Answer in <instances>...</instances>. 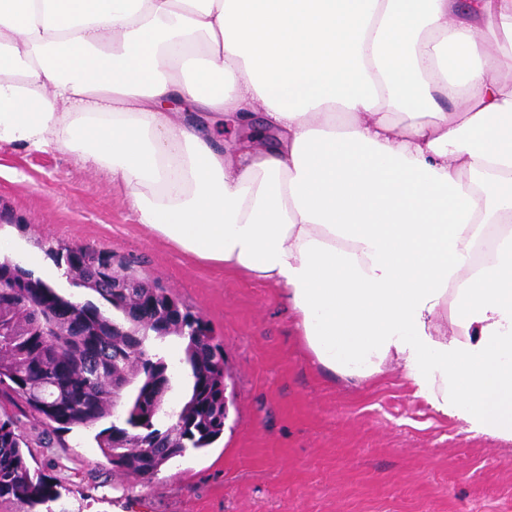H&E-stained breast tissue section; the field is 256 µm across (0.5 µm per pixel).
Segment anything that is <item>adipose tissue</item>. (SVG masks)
Here are the masks:
<instances>
[{"mask_svg": "<svg viewBox=\"0 0 512 512\" xmlns=\"http://www.w3.org/2000/svg\"><path fill=\"white\" fill-rule=\"evenodd\" d=\"M512 0H0V145L282 288L342 379L512 441ZM260 113L275 143L225 145ZM410 116L407 124L397 123Z\"/></svg>", "mask_w": 512, "mask_h": 512, "instance_id": "1", "label": "adipose tissue"}]
</instances>
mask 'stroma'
Instances as JSON below:
<instances>
[{"label":"stroma","instance_id":"1","mask_svg":"<svg viewBox=\"0 0 512 512\" xmlns=\"http://www.w3.org/2000/svg\"><path fill=\"white\" fill-rule=\"evenodd\" d=\"M0 243L35 277L44 240L109 249L202 316L224 347L228 417L211 448L145 485L114 472L88 431L20 414L31 470L66 512H512V441L414 397L404 372L344 381L304 345L281 289L178 252L140 224L127 190L70 152L0 146Z\"/></svg>","mask_w":512,"mask_h":512}]
</instances>
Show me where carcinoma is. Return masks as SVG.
Listing matches in <instances>:
<instances>
[{"label":"carcinoma","instance_id":"1","mask_svg":"<svg viewBox=\"0 0 512 512\" xmlns=\"http://www.w3.org/2000/svg\"><path fill=\"white\" fill-rule=\"evenodd\" d=\"M65 266L64 274L92 282L91 292L101 304H78L28 270L0 258V396L20 402L39 421L56 431L100 427L97 447L112 469L150 482L155 469L190 451L208 448L224 433V348L212 345L208 328L168 289L131 288L130 295L154 294L185 320L197 325L194 336L112 335V274L142 278L136 270L114 259L112 250L84 246L48 247ZM177 342L182 357L177 367L187 380L182 399L169 405L174 383L163 344ZM130 370L124 392L123 426L112 417V375ZM182 421L181 448L152 447L158 417ZM27 436L16 415L0 407V499L25 502L29 512L61 499L56 486L33 471L23 449Z\"/></svg>","mask_w":512,"mask_h":512}]
</instances>
